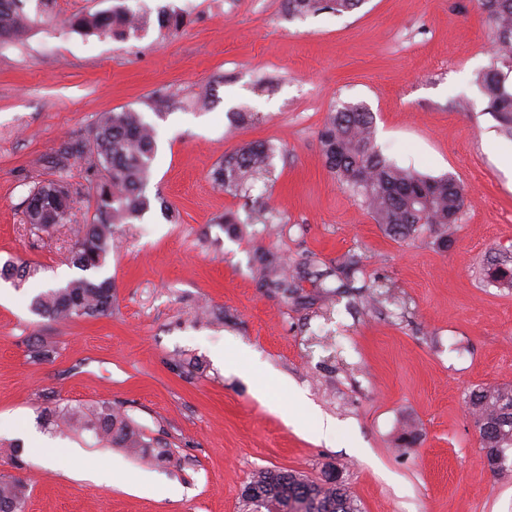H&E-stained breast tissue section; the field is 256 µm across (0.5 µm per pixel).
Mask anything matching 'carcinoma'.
<instances>
[{"instance_id":"1","label":"carcinoma","mask_w":512,"mask_h":512,"mask_svg":"<svg viewBox=\"0 0 512 512\" xmlns=\"http://www.w3.org/2000/svg\"><path fill=\"white\" fill-rule=\"evenodd\" d=\"M35 13L25 10L24 0H0V42H12L48 18L49 0H38ZM363 0H284L290 16H306L320 11L343 13L358 8ZM493 29L492 63L479 74V85L486 101L485 112L497 122L500 133L512 138V0H478ZM148 14L119 4L110 10L76 16L73 30L81 35L108 34L125 40L145 28ZM326 164L338 182L361 199L373 220L388 235L405 239L429 232L442 246H448V233L464 208V185L448 173L433 177L400 167L388 160L376 142L372 113L358 104L344 105L329 113L319 131ZM156 152L154 127L142 113L133 109L102 114L88 136L69 144L57 162L64 170L71 157L86 161L93 177V211L77 231L70 263L84 272L56 288L35 295L32 311L51 321L73 317H100L112 314L113 284L100 276L112 250V240L120 225L131 224L151 207L146 194ZM274 145L250 142L224 155L212 172L214 182L224 192L249 195L251 182L269 178L273 172ZM73 194L62 177L35 185L24 199V215L29 231L45 233L67 222ZM250 223L262 225L261 232L281 223L280 214L267 204L251 209ZM304 259L288 268L273 247L254 251L251 270L257 287L274 289L287 297L297 292L310 275L324 287L328 273L310 269ZM38 269L27 263L6 261L0 277L14 286L23 285ZM27 357L34 365L56 360V347L42 338L27 344ZM468 410L478 430L488 467L499 473L508 469L496 463L512 451V385L488 387L471 393ZM38 423L51 432L74 437L90 436L95 445L120 448L127 454L155 463L172 457L171 444L146 435L123 406L110 400L62 404L44 395ZM28 484L16 477H0V512H23ZM241 512H270L282 507L288 512H361L357 500L336 476L327 470L312 479L295 470L260 469L244 485Z\"/></svg>"}]
</instances>
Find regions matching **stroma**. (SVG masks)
I'll return each mask as SVG.
<instances>
[{
  "label": "stroma",
  "instance_id": "stroma-1",
  "mask_svg": "<svg viewBox=\"0 0 512 512\" xmlns=\"http://www.w3.org/2000/svg\"><path fill=\"white\" fill-rule=\"evenodd\" d=\"M119 2L53 0L47 24L0 44V264L41 267L23 288L0 282V438L38 432L42 395L106 399L171 443L173 459L147 467L121 449L57 437L22 451V467L0 458V476L29 485L25 512H240L254 471L315 479L330 464L361 512H512V470H489L466 404L473 390L512 384V288L490 265L512 257V138L475 83L492 45L476 0H364L301 18L283 0H134L152 18L168 7L184 22L152 21L123 41L71 31L75 15ZM165 90L174 98L155 112ZM208 94L214 105L199 106ZM341 104L373 113L389 160L462 182L448 245L385 235L336 181L318 133ZM124 108L153 125L158 149L151 208L122 226L102 270L112 314L40 318L31 298L79 274L68 257L93 204L84 162L60 172L52 157ZM239 111L252 120L232 123ZM255 140L276 148L272 176L249 196L225 193L212 170ZM60 175L75 199L70 220L31 235L23 201ZM262 201L283 221L260 242L291 263L313 257L330 273V300L309 280L288 299L257 288L253 227L231 235L218 219L246 217ZM350 256L360 270L341 290L334 272ZM381 282L392 299L367 304ZM204 303L223 320L197 319ZM35 337L56 345L54 363H29ZM226 353L238 366L224 365ZM179 356L202 370L178 375ZM324 418L336 423L327 440ZM116 467L117 484L83 475Z\"/></svg>",
  "mask_w": 512,
  "mask_h": 512
}]
</instances>
